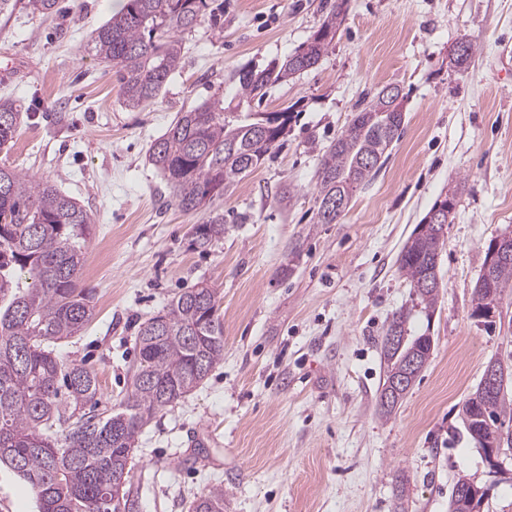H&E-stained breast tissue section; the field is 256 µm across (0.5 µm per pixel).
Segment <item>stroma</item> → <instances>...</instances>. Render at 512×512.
I'll list each match as a JSON object with an SVG mask.
<instances>
[{
  "mask_svg": "<svg viewBox=\"0 0 512 512\" xmlns=\"http://www.w3.org/2000/svg\"><path fill=\"white\" fill-rule=\"evenodd\" d=\"M215 2L223 30L205 21L184 34L182 70L135 110L88 44L123 0H59L49 17L0 12V99L22 112L0 166L54 185L93 219L77 284L95 317L57 352L97 374V411L129 390L139 324L203 282L220 300L224 361L141 434L124 486L137 512H189L217 484L224 512H393L399 475L406 512H450L462 476L488 487L481 512H512V448L495 476L467 440L448 441L489 361L512 366V291L493 320L472 315L485 247L512 231V0H348L318 65L250 102L294 119L279 149L217 200L224 237L200 251L192 227L206 213L175 205L151 143L177 112L231 100L240 71L293 54L333 0ZM463 40L476 54L458 69ZM386 86L404 97L399 140L338 222L316 223L323 147ZM455 184L435 349L385 419L381 338L413 303L397 258Z\"/></svg>",
  "mask_w": 512,
  "mask_h": 512,
  "instance_id": "stroma-1",
  "label": "stroma"
}]
</instances>
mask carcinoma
<instances>
[{"instance_id": "carcinoma-1", "label": "carcinoma", "mask_w": 512, "mask_h": 512, "mask_svg": "<svg viewBox=\"0 0 512 512\" xmlns=\"http://www.w3.org/2000/svg\"><path fill=\"white\" fill-rule=\"evenodd\" d=\"M346 0L328 6L309 40L281 63L239 73L237 102L221 98L177 113L174 123L150 148L149 161L164 176L172 198L185 212L201 210L224 195L238 177L259 166L288 131L294 115L287 107L259 120L225 119L267 90L315 67L328 52L342 21ZM58 0H24L32 14L57 11ZM224 28V15L210 0H126L124 7L93 31L95 55L119 68L124 104L138 109L153 101L182 69L184 47L176 33L201 20ZM20 112L0 99V148L12 142ZM403 104L379 95L358 107L347 128L324 150L316 173L321 205L353 192L378 174L386 152L399 138ZM91 217L74 199L47 182L0 167V465L11 469L33 491L40 512H133L135 502L118 494L131 478L138 436L157 415L177 404L224 362V320L215 289L200 286L177 294L138 329V358L130 390L105 415L86 406L99 391L97 375L76 361L61 360L54 345L71 338L92 319L90 291L77 286L82 246ZM224 237V214L211 211L192 230V245L202 251ZM442 245L440 229L414 231L398 258V271L414 288L416 303L392 315L382 338L384 385L379 413L391 417L397 404L384 402L386 384L417 361L429 362L434 337L416 327L431 319L439 289L418 288L432 277ZM493 293L477 283L474 311L499 309L512 288V259L490 269ZM393 332L406 337L387 346ZM462 430L478 453L497 439L512 448V400L475 391L463 402ZM474 485L459 478L451 512H480L489 488L476 486L475 499L460 496ZM191 512H224V487L199 497Z\"/></svg>"}]
</instances>
